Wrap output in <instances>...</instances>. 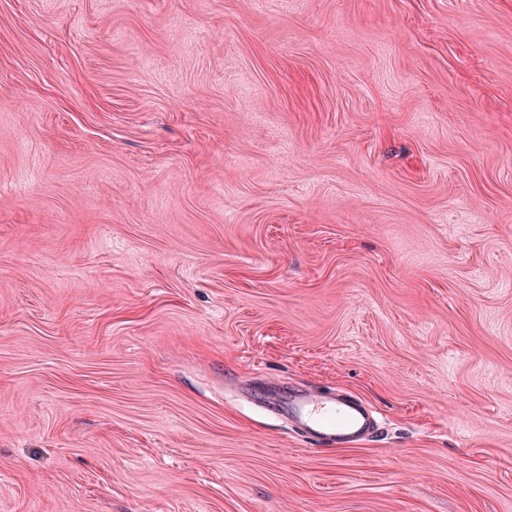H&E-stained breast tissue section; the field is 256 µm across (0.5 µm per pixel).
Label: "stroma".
I'll return each mask as SVG.
<instances>
[{"label": "stroma", "instance_id": "obj_1", "mask_svg": "<svg viewBox=\"0 0 512 512\" xmlns=\"http://www.w3.org/2000/svg\"><path fill=\"white\" fill-rule=\"evenodd\" d=\"M0 512H512V0H0ZM288 413L302 431L336 446L353 441L368 425L366 412L354 401H326L310 393L291 399Z\"/></svg>", "mask_w": 512, "mask_h": 512}]
</instances>
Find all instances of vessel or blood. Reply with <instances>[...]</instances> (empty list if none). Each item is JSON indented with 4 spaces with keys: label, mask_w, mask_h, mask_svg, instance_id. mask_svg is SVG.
Segmentation results:
<instances>
[{
    "label": "vessel or blood",
    "mask_w": 512,
    "mask_h": 512,
    "mask_svg": "<svg viewBox=\"0 0 512 512\" xmlns=\"http://www.w3.org/2000/svg\"><path fill=\"white\" fill-rule=\"evenodd\" d=\"M288 413L302 431L327 444L353 441L368 425L366 412L354 401H326L310 393L291 399Z\"/></svg>",
    "instance_id": "obj_1"
}]
</instances>
